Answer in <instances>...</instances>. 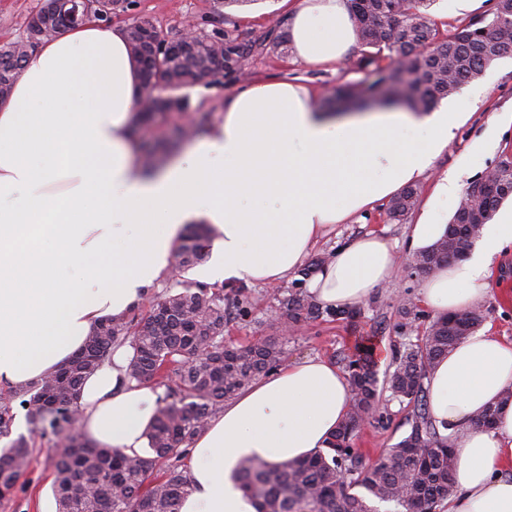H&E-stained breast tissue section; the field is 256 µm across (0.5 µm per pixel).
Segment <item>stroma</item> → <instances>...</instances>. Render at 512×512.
<instances>
[{
	"mask_svg": "<svg viewBox=\"0 0 512 512\" xmlns=\"http://www.w3.org/2000/svg\"><path fill=\"white\" fill-rule=\"evenodd\" d=\"M40 4L41 0H0V42L22 38L28 19ZM143 16L149 17L169 40L177 39L185 21L205 17L209 28L224 30L233 44L241 47L260 41L270 44L273 26L289 25L283 0H252L250 5L234 9L228 19L210 15L209 0H133L129 10L113 17L112 22L124 26ZM248 70L250 75L245 79L238 72L227 70L211 83L188 88L193 108L221 113L225 98L250 81L284 79L305 86L320 98L342 85L362 88L369 82L366 72L352 69L350 61L334 66L309 65L296 61L288 46L281 50L268 47L261 52L253 51ZM441 105L460 113L461 123L433 168L418 181L425 197L440 177L453 172L465 185L494 168L504 154L512 153V125L503 123L504 113H512V58L498 60L481 78L464 85L442 100ZM417 220V214L413 213L405 223L393 222L381 204L347 223L335 225L316 242L309 256L331 257L342 241L374 232L382 235L400 257L407 253L405 241ZM423 280V275L411 271L393 274L362 302V315L356 323L319 320L289 336L285 362L320 357L341 368L358 343L369 341L380 348L377 369L379 375H386L392 363L391 350L400 343L417 340L433 318L432 312L420 304ZM490 282L491 291L479 308L496 335L512 340V246L495 257ZM275 289L272 283L250 285V313L241 319L229 316L225 338L248 343L270 336L268 321L276 305ZM406 299L420 305L418 316L411 320L405 319L401 312ZM410 418V407L394 398L390 391H382L373 414L354 441L364 462L376 461L406 436ZM54 452V444L35 439L34 462L20 479L14 497L0 501V512H56L51 493L53 471L49 465Z\"/></svg>",
	"mask_w": 512,
	"mask_h": 512,
	"instance_id": "stroma-1",
	"label": "stroma"
}]
</instances>
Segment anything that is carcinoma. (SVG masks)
I'll list each match as a JSON object with an SVG mask.
<instances>
[{"label": "carcinoma", "instance_id": "carcinoma-1", "mask_svg": "<svg viewBox=\"0 0 512 512\" xmlns=\"http://www.w3.org/2000/svg\"><path fill=\"white\" fill-rule=\"evenodd\" d=\"M252 0H213L212 13L229 17L228 10ZM358 45L356 65L375 77L366 91L355 86L336 89L325 97L330 109L359 105L375 88L391 82L394 95L384 106H406L427 112L483 75L496 61L512 56V0H492L490 9L454 22L439 24L429 10L436 0H348ZM89 18L104 23L124 11V0H87ZM52 29L29 21L25 36L0 44V96L8 98L13 81L30 53L51 37ZM224 58L241 64L245 53L227 42L224 32L212 30L194 43L193 62H177L165 54L148 65V78L158 97L138 116V127H149L157 116H169L192 139L214 124L211 112L192 111L183 89L203 79L206 62L218 49ZM170 151L158 145L139 160L146 171L157 169ZM512 196V154H505L487 174L468 183L446 234L416 262L436 268L460 258L475 241L468 223L488 224L504 200ZM420 197L414 185L404 187L390 202L388 216L404 221ZM214 236L210 224H189L173 250L178 270L175 287L155 296L163 322L152 333L144 328L155 319L151 312L131 313L99 324L83 347L59 371L12 397L26 405L28 432L54 441L52 492L57 512H180L190 490L181 460L208 421L253 380L276 369L286 353L284 326L302 328L323 317L353 320L361 309L330 310L303 290V280L279 290L273 335L244 347L224 342L228 316L224 288L208 287L185 274L208 258L205 242ZM484 320L480 310L465 309L434 318L418 343L395 352L386 388L413 405L411 432L383 458L365 465L353 441L378 396L375 363L364 353L347 358L346 371L352 406L339 426L332 447L310 456L270 466L255 458L239 462L237 479L255 501L257 512H378L372 502H392L400 512H442L454 494V456L451 439L432 422L425 378L434 365ZM124 344L133 349L127 377L138 383L166 387L157 414L147 429L149 454H127L98 448L81 437L72 417L80 415L82 381ZM67 402L66 408L56 407ZM13 415L0 407V500L14 494L33 463L28 437H11Z\"/></svg>", "mask_w": 512, "mask_h": 512}]
</instances>
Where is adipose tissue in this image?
Instances as JSON below:
<instances>
[{
  "label": "adipose tissue",
  "mask_w": 512,
  "mask_h": 512,
  "mask_svg": "<svg viewBox=\"0 0 512 512\" xmlns=\"http://www.w3.org/2000/svg\"><path fill=\"white\" fill-rule=\"evenodd\" d=\"M290 40L309 64L342 60L354 41L346 0H300ZM142 84L124 29L89 20L43 41L0 103V384L25 388L67 364L93 326L127 315L162 281L184 227L216 230L199 270L213 283L293 276L327 226L345 222L431 170L455 136L454 112L334 117L286 81L230 96L187 158L146 175L135 131ZM461 190L437 181L409 249L433 245L438 209ZM512 245V206L474 249L435 270L421 295L434 315L478 305L494 258ZM378 234L340 246L308 282L325 308L367 300L393 274ZM132 350L113 352L81 387L82 436L142 451L160 389L128 381ZM512 342L480 330L431 369L425 388L450 436L455 493L448 512H512ZM352 403L347 375L320 358L265 376L226 403L190 448L180 512H256L232 475L245 457L275 466L328 448ZM498 405L495 428L474 424Z\"/></svg>",
  "instance_id": "adipose-tissue-1"
}]
</instances>
